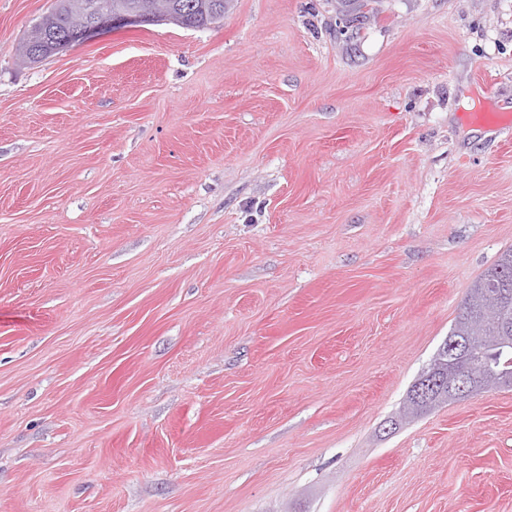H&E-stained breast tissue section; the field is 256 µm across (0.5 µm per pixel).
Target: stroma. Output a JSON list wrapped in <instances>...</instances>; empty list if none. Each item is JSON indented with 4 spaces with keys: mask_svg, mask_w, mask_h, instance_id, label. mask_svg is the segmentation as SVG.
<instances>
[{
    "mask_svg": "<svg viewBox=\"0 0 512 512\" xmlns=\"http://www.w3.org/2000/svg\"><path fill=\"white\" fill-rule=\"evenodd\" d=\"M0 0V512H512V390L398 429L512 249V0H227L26 67ZM181 1H193L194 5L191 7L193 9L189 15L183 20L172 22L177 25H180L185 28H193V29H204L207 28L208 23H210V18L212 16V12L216 9L224 10V2L226 0H179ZM501 270V271H500ZM504 270L510 271L511 279H510V287L512 290V249H509L501 254L498 261L489 269H487L477 280L473 282L470 287V290L473 288H483L484 284L494 279Z\"/></svg>",
    "mask_w": 512,
    "mask_h": 512,
    "instance_id": "1",
    "label": "stroma"
}]
</instances>
